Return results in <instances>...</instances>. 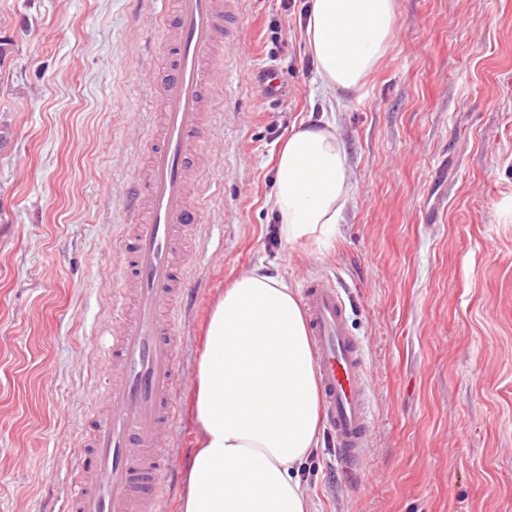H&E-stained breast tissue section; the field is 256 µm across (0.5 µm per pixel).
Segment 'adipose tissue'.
Masks as SVG:
<instances>
[{"label":"adipose tissue","instance_id":"adipose-tissue-1","mask_svg":"<svg viewBox=\"0 0 512 512\" xmlns=\"http://www.w3.org/2000/svg\"><path fill=\"white\" fill-rule=\"evenodd\" d=\"M396 0H308L304 34L319 91L345 108L388 52ZM334 120L293 128L270 206L288 248L333 239L351 199ZM195 448L182 512H315L300 476L321 442V401L298 293L258 265L215 301L191 380Z\"/></svg>","mask_w":512,"mask_h":512}]
</instances>
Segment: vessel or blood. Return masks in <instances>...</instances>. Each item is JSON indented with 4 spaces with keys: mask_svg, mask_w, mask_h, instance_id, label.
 I'll list each match as a JSON object with an SVG mask.
<instances>
[{
    "mask_svg": "<svg viewBox=\"0 0 512 512\" xmlns=\"http://www.w3.org/2000/svg\"><path fill=\"white\" fill-rule=\"evenodd\" d=\"M238 0H146L155 24H172L175 42L160 87L158 135L147 151L148 176L126 197L132 215L124 262L116 271L112 315L118 330L85 443L70 464L64 512H161L176 470L163 448L179 413L181 339L172 322L191 304L179 246L204 213L189 178L192 154L209 138L202 89L218 42L239 46ZM265 101L281 99L282 79L258 69ZM343 287L306 277L303 305L336 461L359 467L371 442L373 411L360 341L347 325Z\"/></svg>",
    "mask_w": 512,
    "mask_h": 512,
    "instance_id": "1",
    "label": "vessel or blood"
}]
</instances>
